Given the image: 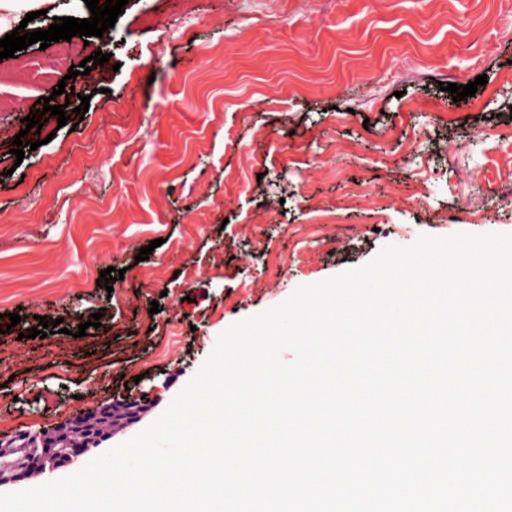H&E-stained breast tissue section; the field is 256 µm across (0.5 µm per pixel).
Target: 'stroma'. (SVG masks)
<instances>
[{
	"mask_svg": "<svg viewBox=\"0 0 512 512\" xmlns=\"http://www.w3.org/2000/svg\"><path fill=\"white\" fill-rule=\"evenodd\" d=\"M510 70L497 0H129L86 50L0 61V314L21 316L0 334V438L144 399L122 443L298 286L422 233H512ZM480 75L459 102L439 88ZM43 96L89 109L17 159ZM42 316L63 332L29 338Z\"/></svg>",
	"mask_w": 512,
	"mask_h": 512,
	"instance_id": "1",
	"label": "stroma"
}]
</instances>
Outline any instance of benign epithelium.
<instances>
[{"instance_id": "1", "label": "benign epithelium", "mask_w": 512, "mask_h": 512, "mask_svg": "<svg viewBox=\"0 0 512 512\" xmlns=\"http://www.w3.org/2000/svg\"><path fill=\"white\" fill-rule=\"evenodd\" d=\"M147 411L138 399H126L101 404L93 410L69 416L50 430H37L0 440V488L17 484L31 471L41 474L72 464L79 457L99 447L112 438L114 427L133 424ZM93 416L100 420L112 417L105 428L92 429L78 443L69 441L77 427L84 426V419Z\"/></svg>"}]
</instances>
